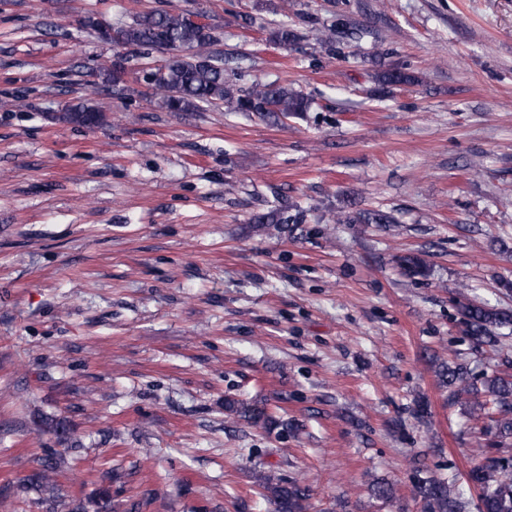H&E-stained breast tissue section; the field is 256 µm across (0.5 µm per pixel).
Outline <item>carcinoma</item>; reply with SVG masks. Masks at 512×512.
I'll return each instance as SVG.
<instances>
[{
    "instance_id": "cac0c4a2",
    "label": "carcinoma",
    "mask_w": 512,
    "mask_h": 512,
    "mask_svg": "<svg viewBox=\"0 0 512 512\" xmlns=\"http://www.w3.org/2000/svg\"><path fill=\"white\" fill-rule=\"evenodd\" d=\"M113 43L133 50L163 49L167 57L155 71L144 74V82L157 96V105L169 112H200L206 107L224 106L229 112H251L264 121L279 122L290 116L298 118L308 111L304 96L286 82H253L239 85L225 75L230 59L214 49L219 43L216 29L205 22L190 19L172 10H150L137 15L131 23L114 28ZM271 39L288 49L302 39L294 26L282 21L270 31ZM354 35L348 20L340 15L329 24L311 30L310 37L321 49L332 53L336 38ZM127 74L124 60L99 74L102 83L114 88L124 87ZM67 121L91 127L103 119L101 110L92 102L80 101L67 108ZM271 208L253 216L254 224H296L299 218L289 214L288 200L279 191L271 190ZM355 220L365 224H391L392 216L381 209L366 210ZM402 272L410 278H425L429 265L418 254L400 258ZM467 335L480 346L496 347L501 336L496 329L512 325V311L466 304L462 307ZM440 386L448 389V401L459 403L473 394L465 377L464 367L446 364L436 370ZM484 391L493 405L491 421L493 439L474 450L472 466L465 474V483L478 490L477 512H512V373L493 375L483 381ZM224 411L237 421L268 431L286 430L288 423L276 418L264 405L224 401ZM71 449H49L40 467L18 486L6 484L0 489V512H14L15 490L36 489L42 493L37 508L42 512H85L83 502L60 493L58 477L71 464ZM258 486L269 494L276 512H308L310 489L298 480H286L271 474L257 476ZM413 495L424 512H465L462 494L447 482L435 478H419Z\"/></svg>"
}]
</instances>
